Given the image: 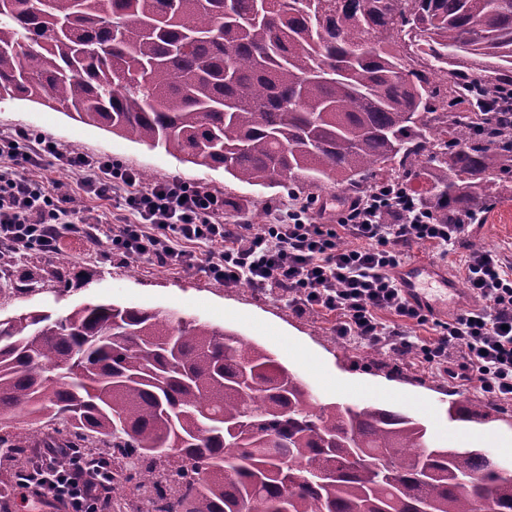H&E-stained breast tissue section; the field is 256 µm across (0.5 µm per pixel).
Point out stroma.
<instances>
[{
    "label": "stroma",
    "instance_id": "obj_1",
    "mask_svg": "<svg viewBox=\"0 0 512 512\" xmlns=\"http://www.w3.org/2000/svg\"><path fill=\"white\" fill-rule=\"evenodd\" d=\"M42 133L68 151L107 156L153 179L178 178L223 191L225 215L266 223L269 213L287 201L284 186L252 187L225 176L223 169L195 166L167 154L81 122L40 104L0 99V131ZM470 240L512 256V195L492 204L483 223L471 226ZM37 279V291L19 290L22 276ZM101 300L128 307L174 311L237 331L273 355L306 383L319 403L343 402L345 392H362V404H381L418 419L432 445L470 441L502 464H512V399L497 400L501 419L485 425L449 420V398L471 403L488 396L474 382L449 383L440 372L415 360L396 362L367 348L345 343L332 331L333 317L300 314L277 297H262L247 285L222 288L203 270L176 271L141 259L127 261L109 253L106 243L64 236L58 256L30 252L0 270V316L40 309L56 317L76 306ZM288 338L289 347L270 339Z\"/></svg>",
    "mask_w": 512,
    "mask_h": 512
}]
</instances>
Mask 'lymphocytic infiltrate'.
Here are the masks:
<instances>
[{
	"label": "lymphocytic infiltrate",
	"instance_id": "lymphocytic-infiltrate-1",
	"mask_svg": "<svg viewBox=\"0 0 512 512\" xmlns=\"http://www.w3.org/2000/svg\"><path fill=\"white\" fill-rule=\"evenodd\" d=\"M75 176L81 190L119 199L121 223L75 211L65 184L46 187V159ZM105 239L114 255L147 258L160 267L203 269L216 282L247 284L285 296L296 312L335 315L342 341L392 354L411 353L424 367L478 380L482 391L512 399V259L471 247L468 224H442L403 186L352 203L327 224L307 204L289 198L266 224H228L223 193L177 178L144 184L138 171L109 157L61 151L50 138L25 131L0 134V255L37 251L51 257L64 235ZM415 242L440 257L463 253L477 305L412 335L428 315L412 304L394 272ZM67 451L45 448V469L23 479L38 512H108L111 482L64 464Z\"/></svg>",
	"mask_w": 512,
	"mask_h": 512
}]
</instances>
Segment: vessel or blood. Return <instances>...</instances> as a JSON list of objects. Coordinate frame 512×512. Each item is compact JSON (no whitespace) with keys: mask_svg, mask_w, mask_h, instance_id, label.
<instances>
[{"mask_svg":"<svg viewBox=\"0 0 512 512\" xmlns=\"http://www.w3.org/2000/svg\"><path fill=\"white\" fill-rule=\"evenodd\" d=\"M396 277L408 298L422 306L424 311L438 312L442 304L429 293L430 286H438L448 296L451 305L467 307L469 299L458 282L442 268L428 264H407L400 267Z\"/></svg>","mask_w":512,"mask_h":512,"instance_id":"vessel-or-blood-1","label":"vessel or blood"}]
</instances>
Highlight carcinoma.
<instances>
[{
  "label": "carcinoma",
  "instance_id": "1",
  "mask_svg": "<svg viewBox=\"0 0 512 512\" xmlns=\"http://www.w3.org/2000/svg\"><path fill=\"white\" fill-rule=\"evenodd\" d=\"M448 76V104L435 79ZM512 0H0V99L60 107L240 183L423 179L454 223L512 177ZM461 100L466 112L448 118ZM0 461L108 457L113 512H512V469L378 405H317L234 330L107 302L0 320ZM464 423L491 403L449 402Z\"/></svg>",
  "mask_w": 512,
  "mask_h": 512
}]
</instances>
